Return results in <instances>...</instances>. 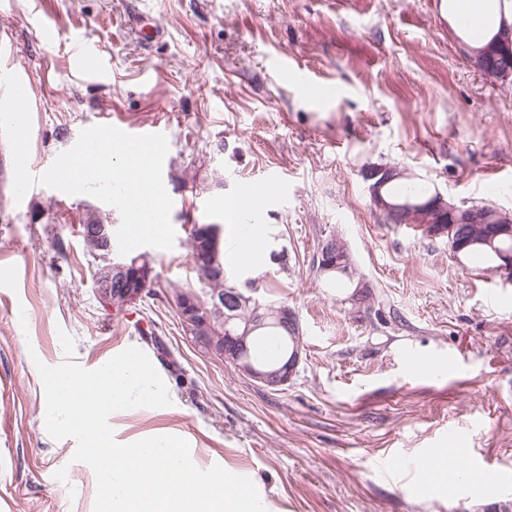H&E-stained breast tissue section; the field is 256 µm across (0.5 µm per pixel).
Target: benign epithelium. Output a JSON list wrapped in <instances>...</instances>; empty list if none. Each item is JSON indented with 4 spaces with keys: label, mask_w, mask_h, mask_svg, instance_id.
Returning a JSON list of instances; mask_svg holds the SVG:
<instances>
[{
    "label": "benign epithelium",
    "mask_w": 512,
    "mask_h": 512,
    "mask_svg": "<svg viewBox=\"0 0 512 512\" xmlns=\"http://www.w3.org/2000/svg\"><path fill=\"white\" fill-rule=\"evenodd\" d=\"M407 173L396 166H373L362 172V177L368 183V191L375 209L381 213L392 209L390 203L382 194L383 187L396 178H404ZM428 212L424 215L421 228L426 236L431 238L443 237L448 234V221L457 222L465 215L475 224L485 223L481 214L475 208H463L448 202L441 193L435 195L427 202ZM83 232L88 237L99 240L101 254L95 256L90 262L91 283L101 305L108 311L121 312L128 306L144 297L154 273L151 256L147 252L140 253L134 262H129V256L121 255L114 242L112 226L99 224L83 225ZM195 236L202 243L194 256L197 265L214 271L216 254L219 248L220 228L216 224H198L194 228ZM512 235V215L506 212L495 217V228L489 236ZM501 262L495 269V274L503 281L512 283V252L499 253ZM317 260L322 262L320 273L325 274L338 268L339 250L336 239L325 240L319 249ZM239 298L226 297L218 293L208 294V303L212 311L221 313L224 309L234 311ZM197 302L189 299L178 306L181 325L187 335H192L194 321L190 317L198 314ZM274 317L278 325L295 334L297 345L291 354L287 355L279 364L272 368L259 367L250 358L248 334L259 323L249 322L244 326L232 324L233 318H228L224 345L217 351V357L232 362L237 370L251 381L271 389H278L288 385L297 372L302 361L304 344L301 336V327L295 311L281 305L275 310Z\"/></svg>",
    "instance_id": "benign-epithelium-1"
}]
</instances>
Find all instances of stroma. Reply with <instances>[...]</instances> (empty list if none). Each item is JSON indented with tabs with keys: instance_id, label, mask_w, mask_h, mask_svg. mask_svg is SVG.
<instances>
[{
	"instance_id": "1",
	"label": "stroma",
	"mask_w": 512,
	"mask_h": 512,
	"mask_svg": "<svg viewBox=\"0 0 512 512\" xmlns=\"http://www.w3.org/2000/svg\"><path fill=\"white\" fill-rule=\"evenodd\" d=\"M157 19L149 44L126 10ZM45 21L58 33L43 43ZM81 29L107 63L92 78L72 59ZM12 54L0 67L25 77L32 132L28 166L42 175L82 129L112 120L159 126L168 140L163 181L173 200L172 249H151L153 296L106 311L90 282L80 234L86 212L121 222L86 194L33 185L13 192L0 136V512H93L92 469L75 439H52L36 362L72 359L93 370L142 350L171 406L109 421L117 443L165 434L187 441L202 470L253 481L268 512H503L512 505V285L460 266L447 238L388 224L362 177L395 165L457 205L512 214V77L486 79L440 0H0ZM335 86L317 102L303 75ZM266 175L284 180L256 222L264 252L286 265L256 271L227 260L229 276L292 307L305 353L287 386L262 387L186 336L176 291L199 288L190 227L218 224L225 198ZM343 241L355 278L381 309L352 310L347 285L320 275L326 237ZM75 340L65 356L60 333ZM456 357L460 372L426 363ZM457 449V467L484 466L504 489L470 483L428 496L431 456Z\"/></svg>"
}]
</instances>
